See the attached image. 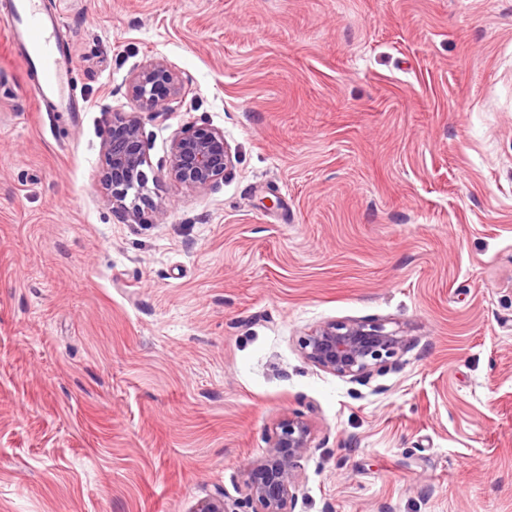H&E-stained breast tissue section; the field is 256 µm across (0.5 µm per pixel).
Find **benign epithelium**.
Masks as SVG:
<instances>
[{
    "instance_id": "7a95c632",
    "label": "benign epithelium",
    "mask_w": 512,
    "mask_h": 512,
    "mask_svg": "<svg viewBox=\"0 0 512 512\" xmlns=\"http://www.w3.org/2000/svg\"><path fill=\"white\" fill-rule=\"evenodd\" d=\"M132 98L148 112H166L170 103L187 91L179 75L163 60L153 59L132 73ZM107 164L101 176L103 188L117 206L133 196L131 213L139 212L143 199L146 163L143 134L133 116L117 113L112 118L104 145ZM233 166L231 148L224 132L198 129L177 134L171 144L170 175L187 186L205 189ZM407 339L388 331L381 323L329 322L302 337L300 347L314 365L342 377L361 381L392 363ZM311 427L298 417L280 420L273 432L267 454L246 472L248 497L257 512H287L297 486V462L310 448Z\"/></svg>"
}]
</instances>
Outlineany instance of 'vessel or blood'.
Listing matches in <instances>:
<instances>
[{"instance_id":"b4317fda","label":"vessel or blood","mask_w":512,"mask_h":512,"mask_svg":"<svg viewBox=\"0 0 512 512\" xmlns=\"http://www.w3.org/2000/svg\"><path fill=\"white\" fill-rule=\"evenodd\" d=\"M0 28L11 52L34 75L32 99L43 112H77L72 91L76 64L60 37L56 12L43 0H0Z\"/></svg>"}]
</instances>
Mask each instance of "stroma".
<instances>
[{"label": "stroma", "mask_w": 512, "mask_h": 512, "mask_svg": "<svg viewBox=\"0 0 512 512\" xmlns=\"http://www.w3.org/2000/svg\"><path fill=\"white\" fill-rule=\"evenodd\" d=\"M85 112H41L0 40V512H195L276 424L291 512H512V0H46ZM167 62L168 111L130 97ZM139 120V220L100 183ZM223 131L230 174L169 175ZM402 331L355 381L299 340ZM132 98L148 112H165L170 103L187 91L179 75L164 61L153 59L132 73L129 81ZM233 166L223 131L198 129L180 132L171 144L170 175L187 186L205 189Z\"/></svg>", "instance_id": "obj_1"}]
</instances>
